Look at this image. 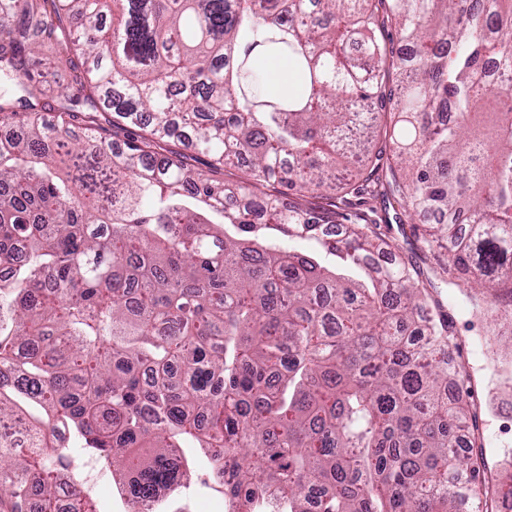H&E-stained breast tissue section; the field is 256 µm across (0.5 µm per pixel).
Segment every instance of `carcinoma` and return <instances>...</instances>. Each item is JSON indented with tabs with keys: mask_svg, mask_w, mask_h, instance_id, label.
Wrapping results in <instances>:
<instances>
[{
	"mask_svg": "<svg viewBox=\"0 0 512 512\" xmlns=\"http://www.w3.org/2000/svg\"><path fill=\"white\" fill-rule=\"evenodd\" d=\"M391 22L415 56L379 38ZM48 41L84 65L54 125L27 61ZM261 56L288 63V92ZM493 59L512 69V0H0V72L23 92L0 100L22 132L0 141V366L22 376L0 379V512L84 458L168 512L197 469L185 436L232 512L482 508L435 284L378 266L389 243L364 215L326 234L308 198L381 186L384 143L412 217L473 226L429 224L423 246L511 304L512 83ZM108 113L142 130L118 153ZM179 129L190 152L161 153ZM270 224L288 240L264 241ZM54 429L72 453H48Z\"/></svg>",
	"mask_w": 512,
	"mask_h": 512,
	"instance_id": "1",
	"label": "carcinoma"
}]
</instances>
